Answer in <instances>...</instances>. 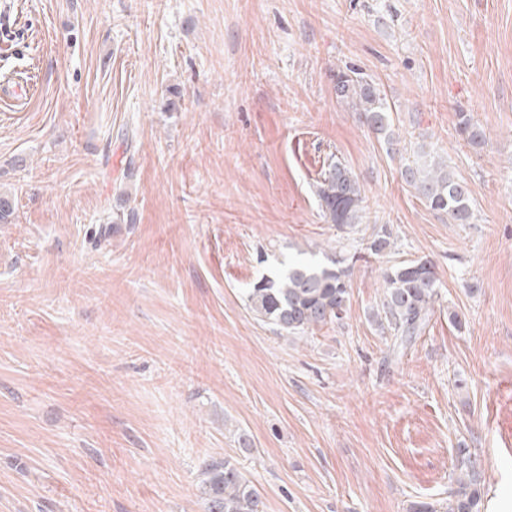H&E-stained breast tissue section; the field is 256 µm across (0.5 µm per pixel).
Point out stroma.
Wrapping results in <instances>:
<instances>
[{"label": "stroma", "instance_id": "1", "mask_svg": "<svg viewBox=\"0 0 512 512\" xmlns=\"http://www.w3.org/2000/svg\"><path fill=\"white\" fill-rule=\"evenodd\" d=\"M13 2L0 74L35 94L0 105V512H205L224 459L265 512H408L447 501L460 447L483 512L512 493V0ZM350 67L389 136L337 99ZM422 151L472 223L405 183ZM334 159L365 197L350 233L316 196ZM331 258L341 320L282 335L248 310ZM419 259L438 299L393 359L383 272Z\"/></svg>", "mask_w": 512, "mask_h": 512}]
</instances>
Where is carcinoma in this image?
<instances>
[{"mask_svg": "<svg viewBox=\"0 0 512 512\" xmlns=\"http://www.w3.org/2000/svg\"><path fill=\"white\" fill-rule=\"evenodd\" d=\"M336 97L345 102L367 127L379 134L388 131L390 107L374 80L352 71L336 74ZM459 132L472 144L483 136L471 117L459 113ZM405 181L425 200L428 207L448 215L452 224H469L473 211L465 185L448 171L442 158L420 160L403 171ZM325 220L338 229L361 223L364 197L358 178L338 161L328 164L316 187ZM387 229L376 232L367 246L373 255L391 247ZM348 269L312 260L297 261L273 277L253 285L246 297L253 316L278 331L305 332L315 326L339 320L349 298ZM381 310L395 344L405 346L423 329L438 297L435 265L414 260L384 272ZM455 488L448 502L437 506L415 501L410 512H481L482 476L471 449H456ZM205 512H265L259 492L229 460L205 465L200 485Z\"/></svg>", "mask_w": 512, "mask_h": 512, "instance_id": "carcinoma-1", "label": "carcinoma"}]
</instances>
